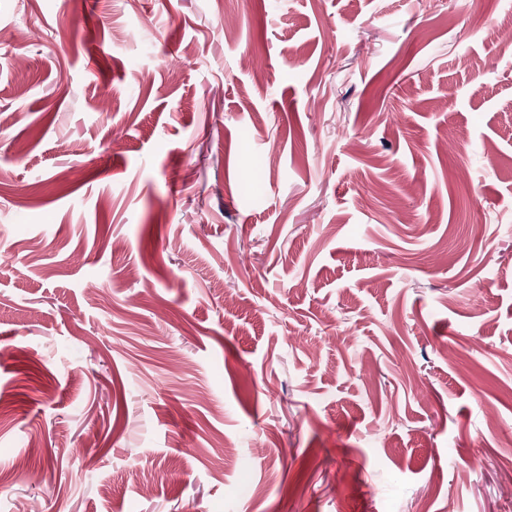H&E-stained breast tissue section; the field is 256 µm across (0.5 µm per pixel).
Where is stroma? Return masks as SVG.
I'll use <instances>...</instances> for the list:
<instances>
[{
  "mask_svg": "<svg viewBox=\"0 0 512 512\" xmlns=\"http://www.w3.org/2000/svg\"><path fill=\"white\" fill-rule=\"evenodd\" d=\"M0 28V512H503L512 0Z\"/></svg>",
  "mask_w": 512,
  "mask_h": 512,
  "instance_id": "35a3bbf8",
  "label": "stroma"
}]
</instances>
